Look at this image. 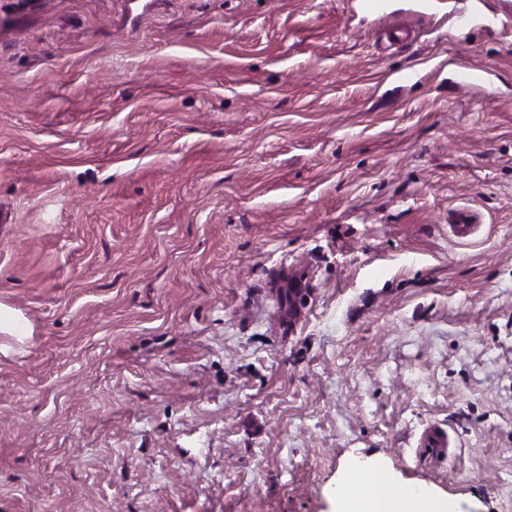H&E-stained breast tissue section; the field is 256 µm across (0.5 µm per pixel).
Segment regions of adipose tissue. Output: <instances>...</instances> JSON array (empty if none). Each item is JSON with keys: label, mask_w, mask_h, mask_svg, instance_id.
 Wrapping results in <instances>:
<instances>
[{"label": "adipose tissue", "mask_w": 512, "mask_h": 512, "mask_svg": "<svg viewBox=\"0 0 512 512\" xmlns=\"http://www.w3.org/2000/svg\"><path fill=\"white\" fill-rule=\"evenodd\" d=\"M376 488L351 499L346 491L336 494V512H454L446 498L426 491H398L390 474L375 471Z\"/></svg>", "instance_id": "obj_1"}]
</instances>
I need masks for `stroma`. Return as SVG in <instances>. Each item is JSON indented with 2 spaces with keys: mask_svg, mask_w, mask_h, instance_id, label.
<instances>
[{
  "mask_svg": "<svg viewBox=\"0 0 512 512\" xmlns=\"http://www.w3.org/2000/svg\"><path fill=\"white\" fill-rule=\"evenodd\" d=\"M484 11L0 0V512H335L375 462L512 512V0Z\"/></svg>",
  "mask_w": 512,
  "mask_h": 512,
  "instance_id": "obj_1",
  "label": "stroma"
}]
</instances>
